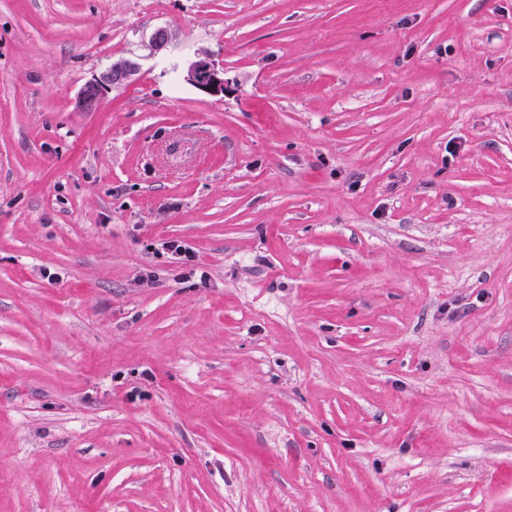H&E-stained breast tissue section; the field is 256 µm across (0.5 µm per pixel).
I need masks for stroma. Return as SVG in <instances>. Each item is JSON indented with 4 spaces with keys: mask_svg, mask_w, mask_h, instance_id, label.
I'll return each mask as SVG.
<instances>
[{
    "mask_svg": "<svg viewBox=\"0 0 512 512\" xmlns=\"http://www.w3.org/2000/svg\"><path fill=\"white\" fill-rule=\"evenodd\" d=\"M0 512H512V0H0ZM184 79L206 94H224V71L207 54H197L189 63ZM139 69L140 64L132 58L112 61V64L104 72L83 85L78 94V107L87 112L97 109L107 89L123 85Z\"/></svg>",
    "mask_w": 512,
    "mask_h": 512,
    "instance_id": "35a3bbf8",
    "label": "stroma"
}]
</instances>
